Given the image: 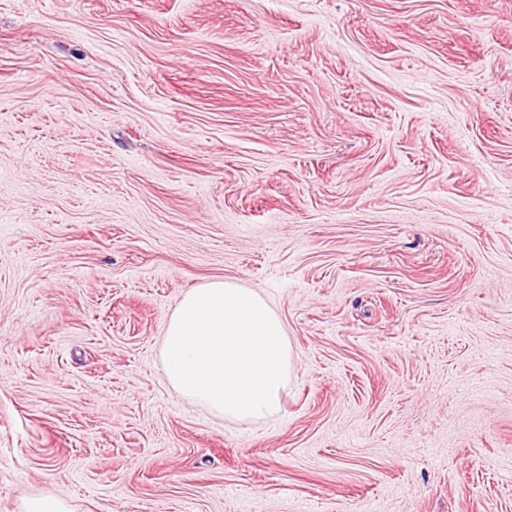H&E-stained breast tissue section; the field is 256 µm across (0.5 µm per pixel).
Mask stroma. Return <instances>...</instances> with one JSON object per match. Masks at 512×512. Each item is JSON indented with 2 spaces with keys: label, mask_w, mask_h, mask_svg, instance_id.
Segmentation results:
<instances>
[{
  "label": "stroma",
  "mask_w": 512,
  "mask_h": 512,
  "mask_svg": "<svg viewBox=\"0 0 512 512\" xmlns=\"http://www.w3.org/2000/svg\"><path fill=\"white\" fill-rule=\"evenodd\" d=\"M260 292L273 420L176 395ZM512 512V0H0V512Z\"/></svg>",
  "instance_id": "35a3bbf8"
}]
</instances>
